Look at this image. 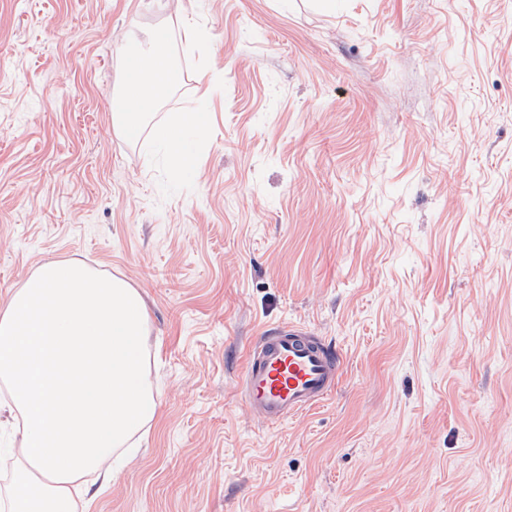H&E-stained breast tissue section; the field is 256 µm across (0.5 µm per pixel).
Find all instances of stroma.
<instances>
[{
    "mask_svg": "<svg viewBox=\"0 0 512 512\" xmlns=\"http://www.w3.org/2000/svg\"><path fill=\"white\" fill-rule=\"evenodd\" d=\"M47 261L149 320L157 413L89 512H512V0H0V308ZM287 323L342 377L269 429L237 386ZM167 61L161 41L152 37L147 51L140 56L139 65L141 70H150L152 74L156 70L160 77L154 82L153 90L147 89L140 79L127 82L126 88L119 97L122 109L113 112V126L125 137L137 136L142 117L152 111L160 100V96L165 94L173 84L175 74L168 68ZM187 133L203 136V126L197 113L184 114L173 122L164 126L158 136L159 141L170 152L177 164L183 163L185 158H191L188 150Z\"/></svg>",
    "mask_w": 512,
    "mask_h": 512,
    "instance_id": "obj_1",
    "label": "stroma"
}]
</instances>
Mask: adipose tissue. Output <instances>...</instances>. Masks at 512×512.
Wrapping results in <instances>:
<instances>
[{
    "instance_id": "ef3b65f1",
    "label": "adipose tissue",
    "mask_w": 512,
    "mask_h": 512,
    "mask_svg": "<svg viewBox=\"0 0 512 512\" xmlns=\"http://www.w3.org/2000/svg\"><path fill=\"white\" fill-rule=\"evenodd\" d=\"M167 61L161 41L151 38L146 52L139 59V65L141 69L158 72L159 78L154 89H147L142 81L137 80L127 83L121 93L122 108L114 113L113 126L125 137L137 136L142 117L152 111L161 95L173 84L175 75L169 71ZM191 133L200 136L205 133V128L195 113L181 115L164 126L158 139L174 160L180 163L190 155L187 136Z\"/></svg>"
}]
</instances>
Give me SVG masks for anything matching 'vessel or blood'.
<instances>
[{"mask_svg": "<svg viewBox=\"0 0 512 512\" xmlns=\"http://www.w3.org/2000/svg\"><path fill=\"white\" fill-rule=\"evenodd\" d=\"M340 358L296 325L264 331L249 349L240 382L246 408L273 427L322 403L336 388Z\"/></svg>", "mask_w": 512, "mask_h": 512, "instance_id": "vessel-or-blood-1", "label": "vessel or blood"}]
</instances>
